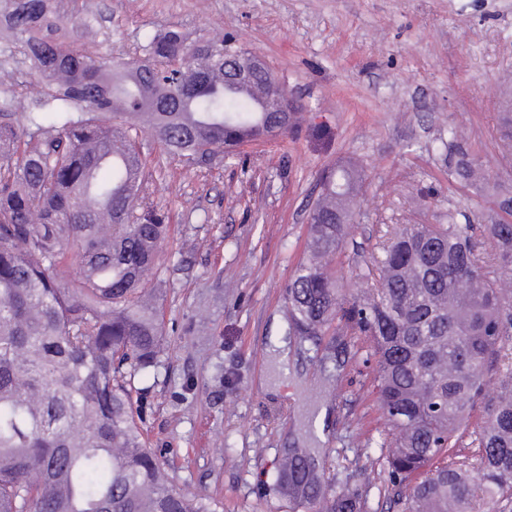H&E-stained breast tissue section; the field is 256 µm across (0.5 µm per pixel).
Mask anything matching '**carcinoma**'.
Listing matches in <instances>:
<instances>
[{
  "mask_svg": "<svg viewBox=\"0 0 512 512\" xmlns=\"http://www.w3.org/2000/svg\"><path fill=\"white\" fill-rule=\"evenodd\" d=\"M0 25L24 44L41 112L0 124V512H224L176 490L148 446L133 394L158 374L163 327L155 275L168 225L143 204L131 131L143 127L190 163L232 152L277 123L263 74L224 85L222 41L154 36L148 58L114 63L53 39L86 22L54 0H4ZM25 149H20L21 145ZM448 174L485 180L463 132L441 140ZM366 170L348 160L322 178L308 214L307 258L288 281L290 336L340 326L377 361V442L395 512L512 509V381L481 405L512 338V219L399 224L352 295L329 262L360 218ZM78 273L63 279L67 250ZM482 421L470 428L477 408ZM277 488L308 512H366L365 491L286 454Z\"/></svg>",
  "mask_w": 512,
  "mask_h": 512,
  "instance_id": "carcinoma-1",
  "label": "carcinoma"
}]
</instances>
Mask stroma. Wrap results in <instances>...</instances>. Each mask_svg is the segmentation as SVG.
<instances>
[{"mask_svg":"<svg viewBox=\"0 0 512 512\" xmlns=\"http://www.w3.org/2000/svg\"><path fill=\"white\" fill-rule=\"evenodd\" d=\"M86 20L89 54L141 58L152 35L222 40L261 57L302 102L286 138L191 165L148 132L136 145L142 194L169 234L150 287L165 291L166 345L141 400L171 484L218 497L224 512H289L276 487L289 449H312L326 478L367 488L389 512L368 439L383 428L376 362L351 337L288 336L285 287L307 254V222L323 173L362 164L343 260L347 289L388 225L494 215L493 191L448 180L438 146L465 128L493 182L512 184L502 114L512 102V0H65ZM11 122L35 97L21 43L0 33V102Z\"/></svg>","mask_w":512,"mask_h":512,"instance_id":"35a3bbf8","label":"stroma"}]
</instances>
